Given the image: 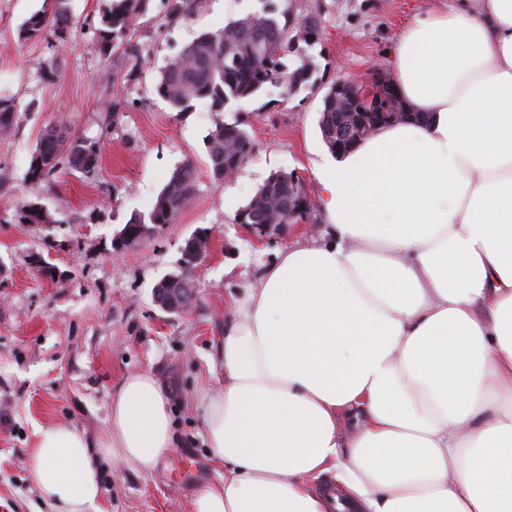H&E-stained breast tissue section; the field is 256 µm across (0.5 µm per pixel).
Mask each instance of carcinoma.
I'll list each match as a JSON object with an SVG mask.
<instances>
[{
    "instance_id": "obj_1",
    "label": "carcinoma",
    "mask_w": 512,
    "mask_h": 512,
    "mask_svg": "<svg viewBox=\"0 0 512 512\" xmlns=\"http://www.w3.org/2000/svg\"><path fill=\"white\" fill-rule=\"evenodd\" d=\"M146 0H111L96 30L100 52L104 55L124 45L135 19L140 17ZM261 10L234 19L223 28L198 37L174 55L161 72L156 92L179 111L193 100H206L213 112H222L232 101L251 98L269 87L282 89L283 100L300 90L318 84V67L306 48L316 39H298L291 26V0H260ZM168 13L185 16L202 6V0H167ZM69 17L64 0H54L52 9L33 13L19 30L23 41L42 37L49 32L62 35L68 29ZM296 58L294 68L286 59ZM336 94L327 90L322 98L319 128L323 141L327 131L336 129ZM17 109L8 99L0 98V132L8 133L16 123ZM254 148L246 130L237 125L217 122L207 138V155L212 176L224 179V171L238 168ZM97 144L70 138L62 124L46 127L36 151L30 156L28 173L32 180H46L61 164L84 174L97 165ZM287 173L271 174L258 189L259 200L250 202L247 224L270 223L269 209L261 202L269 200L282 207L279 223H288ZM196 170L188 162L178 167L158 196L151 215L152 224H170L176 214L189 205L194 195ZM24 224H48L52 218L36 205L22 208L19 216Z\"/></svg>"
}]
</instances>
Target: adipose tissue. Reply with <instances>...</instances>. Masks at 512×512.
<instances>
[{
	"instance_id": "ef3b65f1",
	"label": "adipose tissue",
	"mask_w": 512,
	"mask_h": 512,
	"mask_svg": "<svg viewBox=\"0 0 512 512\" xmlns=\"http://www.w3.org/2000/svg\"><path fill=\"white\" fill-rule=\"evenodd\" d=\"M391 62L413 119L316 169L321 233L224 316V387L201 395L224 477L188 512H512V0L426 11ZM170 398L131 373L105 438L39 428L42 502L102 512L95 454L152 469Z\"/></svg>"
}]
</instances>
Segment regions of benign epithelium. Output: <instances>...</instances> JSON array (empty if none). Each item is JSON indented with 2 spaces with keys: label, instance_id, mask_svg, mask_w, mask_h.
<instances>
[{
  "label": "benign epithelium",
  "instance_id": "1",
  "mask_svg": "<svg viewBox=\"0 0 512 512\" xmlns=\"http://www.w3.org/2000/svg\"><path fill=\"white\" fill-rule=\"evenodd\" d=\"M373 89H363L350 80L336 81V96L345 99L352 111L342 120V127L336 129V155H341L373 135L380 127L403 122L409 118L408 112H396L391 108L394 78L376 65L373 68ZM288 196V215L303 217L311 202L303 189L297 188ZM157 301L165 306H184L193 296V289L183 281L171 277L163 279L156 287Z\"/></svg>",
  "mask_w": 512,
  "mask_h": 512
}]
</instances>
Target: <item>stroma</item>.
<instances>
[{"label": "stroma", "instance_id": "35a3bbf8", "mask_svg": "<svg viewBox=\"0 0 512 512\" xmlns=\"http://www.w3.org/2000/svg\"><path fill=\"white\" fill-rule=\"evenodd\" d=\"M109 0H67L65 39L28 42L19 26L44 0H0V97L13 100L18 125L0 134V512H42L26 471L36 427L69 423L94 437L107 431L112 393L129 373L152 372L173 397L178 443L147 474L98 460L104 512H187L195 486L217 480L202 443L204 389L224 385L210 365L231 293L257 278L279 249L316 235L324 215L314 170L333 161L318 126L322 97L339 79L370 80L388 65L397 33L435 0H293L316 15L311 50L322 79L283 99L279 89L212 112L196 101L173 109L156 92L170 57L200 34L259 10L260 0H204L186 18L168 16L166 0H148L127 41L136 55L103 57L95 30ZM245 129L255 144L233 179L211 176L206 138L217 121ZM94 142L98 162L84 175L60 165L32 182L29 158L46 126ZM196 167L195 195L170 224L133 250L113 241L131 217L148 218L172 171ZM297 176L312 203L304 221L259 233L236 215L271 173ZM49 212L50 224H22L21 206ZM208 229L205 256L192 268L194 301L168 311L156 285L178 272L185 243ZM41 255L65 276L55 283L32 263Z\"/></svg>", "mask_w": 512, "mask_h": 512}]
</instances>
